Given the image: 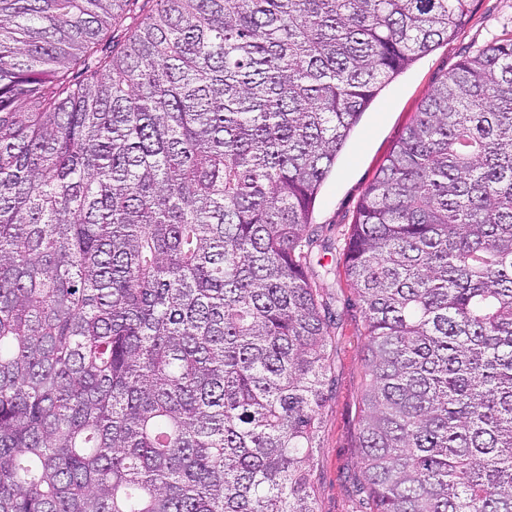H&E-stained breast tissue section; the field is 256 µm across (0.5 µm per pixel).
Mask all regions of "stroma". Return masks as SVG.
I'll return each mask as SVG.
<instances>
[{
  "instance_id": "35a3bbf8",
  "label": "stroma",
  "mask_w": 512,
  "mask_h": 512,
  "mask_svg": "<svg viewBox=\"0 0 512 512\" xmlns=\"http://www.w3.org/2000/svg\"><path fill=\"white\" fill-rule=\"evenodd\" d=\"M495 37H512V0H478L456 36L383 87L348 139L315 202L312 224L317 245L325 249L327 258H335L367 186L421 101L465 53ZM320 286L336 314L331 328L336 346L331 353L333 394L322 412L313 460L317 512H370L360 490L365 477L355 448L358 399L366 373L363 316L358 308L348 306L350 290L341 278H325Z\"/></svg>"
}]
</instances>
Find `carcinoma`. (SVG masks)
<instances>
[{"label":"carcinoma","instance_id":"1","mask_svg":"<svg viewBox=\"0 0 512 512\" xmlns=\"http://www.w3.org/2000/svg\"><path fill=\"white\" fill-rule=\"evenodd\" d=\"M477 0H0V512H317L312 213ZM371 512H512V39L462 57L341 248Z\"/></svg>","mask_w":512,"mask_h":512}]
</instances>
